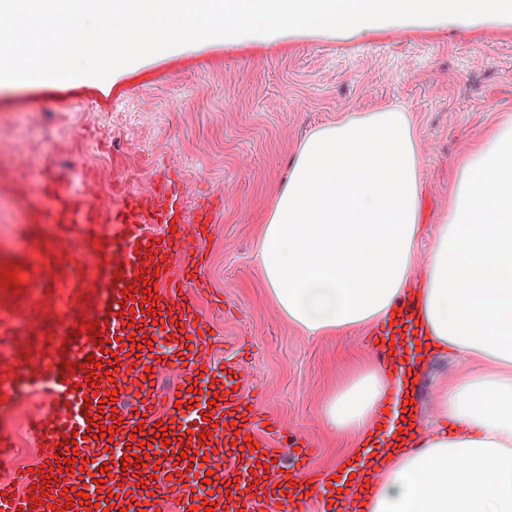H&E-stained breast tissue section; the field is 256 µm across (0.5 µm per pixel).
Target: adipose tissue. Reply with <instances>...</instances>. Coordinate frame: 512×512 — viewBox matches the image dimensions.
Listing matches in <instances>:
<instances>
[{
  "instance_id": "adipose-tissue-1",
  "label": "adipose tissue",
  "mask_w": 512,
  "mask_h": 512,
  "mask_svg": "<svg viewBox=\"0 0 512 512\" xmlns=\"http://www.w3.org/2000/svg\"><path fill=\"white\" fill-rule=\"evenodd\" d=\"M418 141L407 112H353L312 131L263 227L266 284L307 336L382 324L415 303L401 360L356 370L324 403L351 437L360 512H512V122L457 168L448 215L417 253ZM469 364L434 393L431 432L381 426L436 353Z\"/></svg>"
}]
</instances>
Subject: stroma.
Here are the masks:
<instances>
[{
  "label": "stroma",
  "mask_w": 512,
  "mask_h": 512,
  "mask_svg": "<svg viewBox=\"0 0 512 512\" xmlns=\"http://www.w3.org/2000/svg\"><path fill=\"white\" fill-rule=\"evenodd\" d=\"M410 112L421 156L420 220L440 223L461 157L512 119V18L461 24L404 19L361 32L304 29L213 38L148 56L107 78L0 85V257L22 255L28 211L42 174L112 169L95 150L103 138L135 162L138 187L157 163L180 170L193 189L223 193L211 242L209 288L184 289L207 321L216 365L239 362L255 427L273 456L280 433L307 444L315 476L334 473L352 443L323 413L354 364L376 358L372 330L303 335L267 288L258 251L262 226L304 137L351 112ZM223 299L216 307L215 299ZM463 363L427 366L416 393L429 424L436 384Z\"/></svg>",
  "instance_id": "35a3bbf8"
}]
</instances>
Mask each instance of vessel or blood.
I'll return each mask as SVG.
<instances>
[{"label":"vessel or blood","instance_id":"1","mask_svg":"<svg viewBox=\"0 0 512 512\" xmlns=\"http://www.w3.org/2000/svg\"><path fill=\"white\" fill-rule=\"evenodd\" d=\"M112 185L109 202L99 199V187L91 178L72 186L53 177H44L39 204L27 215L34 224L30 254L0 261V408L17 407L18 381L40 388L52 403L49 412L30 415L29 426L44 444L45 459L66 458V441H75L84 457L82 469L68 473L72 483L92 484L104 480L107 494L116 500L109 512H155L157 497L181 495L185 506L194 503L192 491L203 484L206 472H214L221 482L236 480L237 498L243 512H260L258 498L245 489L252 480L247 460V438L253 433L257 413L238 392L242 382L237 363L216 369L209 357V336L205 322L179 298L180 288H206L205 256L202 248L206 230L212 229L223 206L221 197L208 195L187 208L186 181L170 167L156 171L147 189L135 188L130 168L122 153L112 156ZM121 225L120 238H112L108 227ZM156 287V311L163 325H155L144 313L123 310L121 291L134 287L136 300H143L144 283ZM135 321L149 338L165 341L164 350H144L133 355L121 339L129 335L128 321ZM94 357L95 375L100 382L92 387L83 364ZM72 370H64V363ZM179 370L197 388L182 392L181 407L170 406L161 414H151L155 386L145 377L146 368L163 366ZM122 398L117 414L87 415L86 397L96 395ZM197 407H189L190 399ZM120 418L121 428L114 439L130 438L135 465H124L122 456H110L97 439L87 438L89 421L110 426ZM166 423L168 444L153 442L152 454H144L133 440L135 427L152 429ZM209 435L213 455L202 457L182 440L184 432ZM294 463L270 466L272 478L268 497L287 501L289 490L304 492L305 471L299 463V439H292ZM166 458H158V451ZM164 470L167 479L150 481L139 487L140 473ZM38 471L22 475L21 489L0 486L4 499L0 512H53L47 506H33V497L46 487Z\"/></svg>","mask_w":512,"mask_h":512}]
</instances>
